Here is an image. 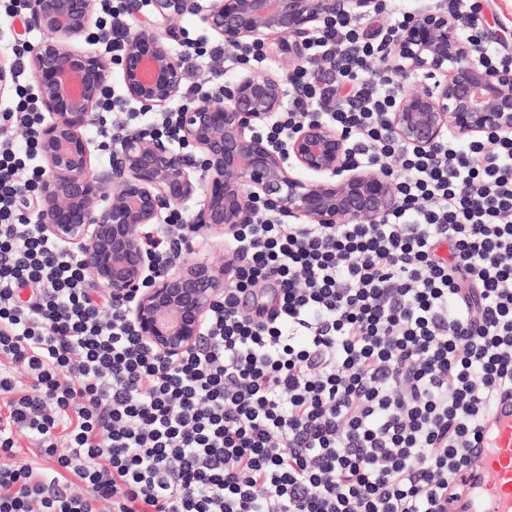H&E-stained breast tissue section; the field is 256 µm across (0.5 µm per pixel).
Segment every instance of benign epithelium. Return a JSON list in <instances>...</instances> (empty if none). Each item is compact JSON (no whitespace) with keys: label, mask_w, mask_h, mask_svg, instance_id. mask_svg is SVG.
Returning <instances> with one entry per match:
<instances>
[{"label":"benign epithelium","mask_w":512,"mask_h":512,"mask_svg":"<svg viewBox=\"0 0 512 512\" xmlns=\"http://www.w3.org/2000/svg\"><path fill=\"white\" fill-rule=\"evenodd\" d=\"M383 0H123L119 57L78 49L94 20L97 0H27V25L45 39L27 48L42 110L37 133L44 162L34 191L43 234L77 249L91 283L112 307L131 316L141 344L172 366L201 344L209 314L224 297L239 256L220 264L203 255L213 238L254 224V201L279 220L311 224H374L399 203L387 168L351 158L346 138L321 112H308L279 145L262 133L285 110L287 78L310 63L312 34L336 19L380 14ZM199 17L229 53L274 44L283 76L260 68L237 74L192 105L172 113L181 136L126 125L112 135L108 163L93 161L89 127L120 67L128 97L145 112L166 113L185 80L171 42L176 21ZM340 62L315 65L322 102ZM366 68L397 83L385 117L402 145L432 152L448 137L466 143L512 133V69L483 65V48L470 37L453 5L422 6L398 30H386L379 60ZM185 214L193 229L184 256L171 260L145 249L142 228L168 227Z\"/></svg>","instance_id":"1"}]
</instances>
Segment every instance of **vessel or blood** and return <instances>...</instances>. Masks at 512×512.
I'll return each instance as SVG.
<instances>
[{
    "label": "vessel or blood",
    "instance_id": "vessel-or-blood-1",
    "mask_svg": "<svg viewBox=\"0 0 512 512\" xmlns=\"http://www.w3.org/2000/svg\"><path fill=\"white\" fill-rule=\"evenodd\" d=\"M472 454L476 465L465 474L466 493L453 512H512V396L496 402Z\"/></svg>",
    "mask_w": 512,
    "mask_h": 512
}]
</instances>
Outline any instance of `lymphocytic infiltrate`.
I'll return each mask as SVG.
<instances>
[{
	"label": "lymphocytic infiltrate",
	"instance_id": "obj_1",
	"mask_svg": "<svg viewBox=\"0 0 512 512\" xmlns=\"http://www.w3.org/2000/svg\"><path fill=\"white\" fill-rule=\"evenodd\" d=\"M377 50L337 20L307 53L342 54L326 116L354 158L388 164L398 208L374 224L243 225L224 300L174 366L20 207L41 116L17 86L0 114V512H451L512 394V135L404 147L382 121L391 78L364 68ZM288 82L306 95L275 139L318 94L312 70Z\"/></svg>",
	"mask_w": 512,
	"mask_h": 512
}]
</instances>
